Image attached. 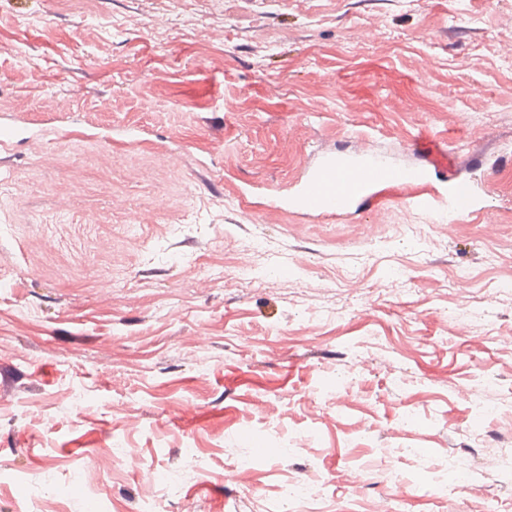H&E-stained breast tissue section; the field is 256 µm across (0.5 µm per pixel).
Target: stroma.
<instances>
[{"mask_svg": "<svg viewBox=\"0 0 512 512\" xmlns=\"http://www.w3.org/2000/svg\"><path fill=\"white\" fill-rule=\"evenodd\" d=\"M0 89V512H512V223L407 204L512 213V0H0ZM415 150L421 154L427 164L435 166V161L448 163V167L455 165L458 159L454 149L448 148L432 139H425L414 144ZM425 181L424 167L395 166L375 155L329 157L311 174L295 203L307 213L339 216L355 199L370 197L372 188ZM439 199L440 197L426 193L412 197L409 204L414 205L422 213L440 215L441 223H447L448 216V228L459 217H478L487 212L483 200L473 186L466 181L458 180L448 183L447 195L441 196L440 201ZM438 201L441 206L440 213L437 208Z\"/></svg>", "mask_w": 512, "mask_h": 512, "instance_id": "stroma-1", "label": "stroma"}]
</instances>
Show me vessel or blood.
I'll use <instances>...</instances> for the list:
<instances>
[{
    "mask_svg": "<svg viewBox=\"0 0 512 512\" xmlns=\"http://www.w3.org/2000/svg\"><path fill=\"white\" fill-rule=\"evenodd\" d=\"M415 149L424 158V166H395L374 155L327 158L311 174L296 199V205L308 213L338 216L345 213L355 199L367 197L372 188L424 184L426 165L442 161L452 166L458 159L454 149L432 139L417 142ZM411 203L425 214H447L452 222L460 217H476L487 212L473 186L462 180L450 182L446 196L439 198L426 193L412 197Z\"/></svg>",
    "mask_w": 512,
    "mask_h": 512,
    "instance_id": "1",
    "label": "vessel or blood"
}]
</instances>
